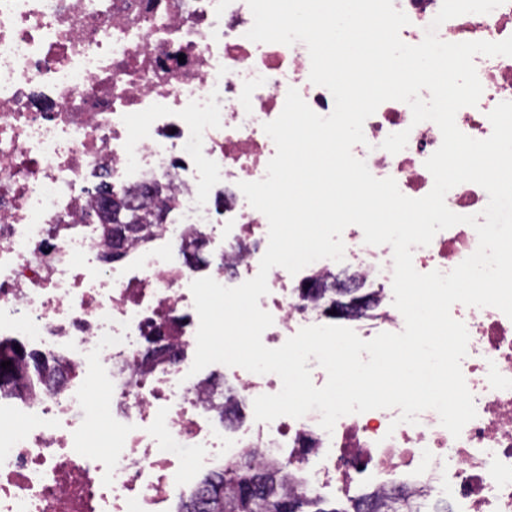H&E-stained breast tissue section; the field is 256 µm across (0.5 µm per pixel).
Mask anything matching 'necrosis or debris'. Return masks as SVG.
Wrapping results in <instances>:
<instances>
[{"mask_svg": "<svg viewBox=\"0 0 512 512\" xmlns=\"http://www.w3.org/2000/svg\"><path fill=\"white\" fill-rule=\"evenodd\" d=\"M393 2L409 18L401 39L421 43L442 0ZM252 24L247 0H0V344L38 352L55 375L37 386L21 373L8 396L15 423L0 430V512H176L180 497L249 450L315 497L423 488L448 512H512V319L497 308H451L468 330L461 369L477 411L457 438L436 411L401 424L396 408L343 416L330 432L316 411L269 423L239 413L229 426V405L279 392L280 378L229 366L218 381L191 374L196 275L182 254L215 251L206 274L224 286L253 278L269 224L238 184L263 179L276 152L263 125L291 88L318 115L334 109L309 79L306 45L252 42ZM437 36L510 38L512 0L452 18ZM474 64L483 93L456 124L485 139L489 112L512 101V57ZM403 130V150L383 149ZM364 135L352 153L374 177L394 178L410 198L432 190L434 122L413 123L409 105L390 100ZM155 182L163 223L104 268L111 246L92 221L100 184ZM342 241V261L270 270L264 339L328 324L325 301L300 293L313 281H348L369 298L346 319L360 338L403 330L391 246L365 244L355 225ZM477 247L474 228L458 224L414 247L413 265L447 273ZM102 387L108 407L90 406ZM95 428L111 431L109 448L94 449Z\"/></svg>", "mask_w": 512, "mask_h": 512, "instance_id": "1", "label": "necrosis or debris"}]
</instances>
